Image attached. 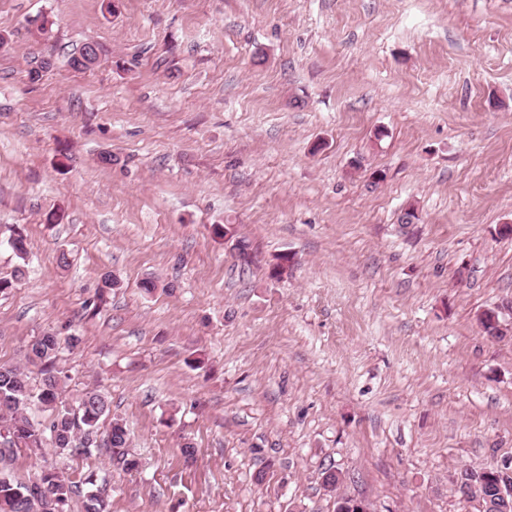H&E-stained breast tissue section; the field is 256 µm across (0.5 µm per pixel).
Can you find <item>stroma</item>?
Listing matches in <instances>:
<instances>
[{"instance_id":"obj_1","label":"stroma","mask_w":512,"mask_h":512,"mask_svg":"<svg viewBox=\"0 0 512 512\" xmlns=\"http://www.w3.org/2000/svg\"><path fill=\"white\" fill-rule=\"evenodd\" d=\"M114 3L0 0V364L79 336L64 397L140 466L13 474L99 471L111 512H478L453 476L512 461V0ZM104 441L109 450L110 460L114 464L127 472L139 468V459L129 447V433L123 420L111 419Z\"/></svg>"}]
</instances>
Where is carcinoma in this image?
I'll return each mask as SVG.
<instances>
[{
	"label": "carcinoma",
	"instance_id": "obj_1",
	"mask_svg": "<svg viewBox=\"0 0 512 512\" xmlns=\"http://www.w3.org/2000/svg\"><path fill=\"white\" fill-rule=\"evenodd\" d=\"M499 312L489 309L480 316L484 332L499 337L495 322ZM80 342L77 336L64 339L47 333L36 338L27 349V362L39 368V385L33 386L23 369L0 364V460L25 449L38 451L51 446L56 454L90 456L98 448L100 422L110 415V405L101 393L87 391L73 404L60 400L62 387L70 380L58 362L64 350H72ZM38 406L48 413L43 421L29 416L31 407ZM110 460L124 471L139 468V459L129 447L126 424L111 419L105 438ZM512 483V474L506 475L493 464L457 473L455 491L460 498L476 501L479 512H512V497L508 505L495 506L498 484ZM104 479L94 470L72 478L52 465L41 470L32 479H18L6 470H0V512H70L72 502L81 500L83 512H110V502L103 488Z\"/></svg>",
	"mask_w": 512,
	"mask_h": 512
}]
</instances>
